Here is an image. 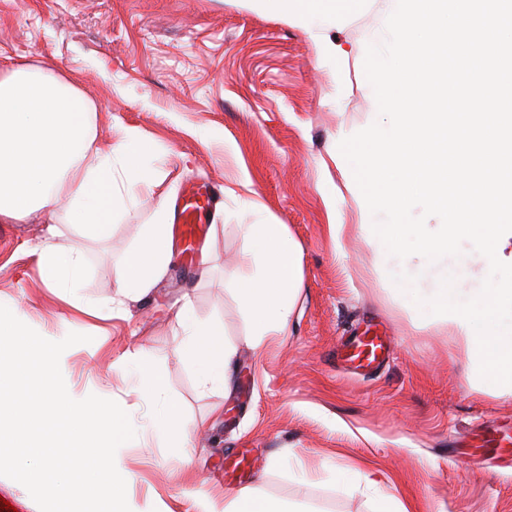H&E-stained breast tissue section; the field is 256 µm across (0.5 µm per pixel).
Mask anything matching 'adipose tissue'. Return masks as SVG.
I'll list each match as a JSON object with an SVG mask.
<instances>
[{"label": "adipose tissue", "mask_w": 512, "mask_h": 512, "mask_svg": "<svg viewBox=\"0 0 512 512\" xmlns=\"http://www.w3.org/2000/svg\"><path fill=\"white\" fill-rule=\"evenodd\" d=\"M269 7L292 14L310 26L340 13L357 11L360 0H267ZM93 102L54 66L26 65L0 71V218L22 220L36 211L54 216L65 209L67 223L93 235L104 234L124 214L154 171L151 145L137 131H123L111 151L89 158L95 140ZM252 257L250 271L238 276L233 292L249 327L247 343L260 348L267 337L283 334L303 287L299 243L285 225L257 221L240 225ZM56 227L39 249V268L47 287L71 299L85 264L79 253L57 240ZM172 257L169 213L158 205L155 220L138 247L113 271L116 296L88 314L123 308L150 294ZM186 336L183 357L203 387L228 388L238 345L215 322L200 320L191 302L177 314Z\"/></svg>", "instance_id": "ef3b65f1"}]
</instances>
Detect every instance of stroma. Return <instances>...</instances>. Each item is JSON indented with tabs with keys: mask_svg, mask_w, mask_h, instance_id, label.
Returning a JSON list of instances; mask_svg holds the SVG:
<instances>
[{
	"mask_svg": "<svg viewBox=\"0 0 512 512\" xmlns=\"http://www.w3.org/2000/svg\"><path fill=\"white\" fill-rule=\"evenodd\" d=\"M391 0H362L351 15L304 28L256 0H0V68L42 58L73 76L94 102L97 143L127 128L155 147L158 174L148 194L112 221L104 237L59 224L60 243L80 251L86 275L78 304L47 288L36 249L45 218L0 221V303L53 340L71 346L62 374L79 396L124 403L136 442L116 455L132 476V512H194L206 497L217 512L232 492L226 475L239 461L243 485L300 512H371L395 494L415 512H512V460H463L484 430L512 427V400L471 391L465 357L450 329L419 328L393 302L388 272L361 237L357 202L336 167V142L378 120L365 78L366 48L387 39ZM336 47L324 56L322 45ZM250 181L248 193L225 195ZM207 185L212 222L204 242L174 260L130 319L82 312L112 298L115 266L140 242L158 203ZM286 225L299 243L303 288L286 332L260 349L233 295L251 260L238 227L257 217ZM341 217L344 228L330 224ZM239 345L229 390H205L181 356L177 320L184 299ZM377 326L393 355L377 373H354L337 357L355 329ZM137 349L180 406L191 431L184 468L152 431L153 395L113 361ZM221 407L213 416V407ZM357 475L337 484L338 469ZM365 470L381 474L370 488Z\"/></svg>",
	"mask_w": 512,
	"mask_h": 512,
	"instance_id": "35a3bbf8",
	"label": "stroma"
}]
</instances>
